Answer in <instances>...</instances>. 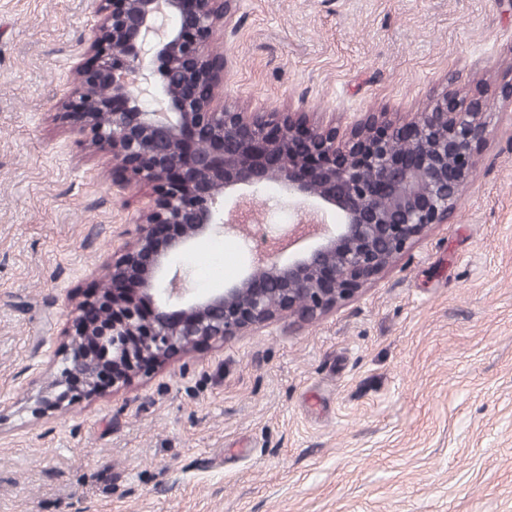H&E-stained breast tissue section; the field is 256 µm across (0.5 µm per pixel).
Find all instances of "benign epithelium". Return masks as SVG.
Instances as JSON below:
<instances>
[{
	"instance_id": "1",
	"label": "benign epithelium",
	"mask_w": 512,
	"mask_h": 512,
	"mask_svg": "<svg viewBox=\"0 0 512 512\" xmlns=\"http://www.w3.org/2000/svg\"><path fill=\"white\" fill-rule=\"evenodd\" d=\"M100 2L65 114L112 152L119 174L152 185L156 196L106 269L105 286L76 305L61 378L41 408L119 392L176 356L285 313L315 321L426 228L448 223L486 135L478 101L445 95L414 120L372 115L345 137L300 112H234L216 95L224 59L206 52L215 28L231 24L233 0ZM270 187L288 198L292 232L310 227L305 205L333 210L338 224L313 249L287 263L267 255L222 289L176 287L173 262L231 228L227 192Z\"/></svg>"
}]
</instances>
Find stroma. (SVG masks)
I'll use <instances>...</instances> for the list:
<instances>
[{
    "instance_id": "1",
    "label": "stroma",
    "mask_w": 512,
    "mask_h": 512,
    "mask_svg": "<svg viewBox=\"0 0 512 512\" xmlns=\"http://www.w3.org/2000/svg\"><path fill=\"white\" fill-rule=\"evenodd\" d=\"M98 8L0 0V512H512V0H235V31L208 45L231 109L345 134L479 99L462 200L321 319L38 416L74 305L153 198L61 112ZM238 203L251 225L185 258L194 292L291 222L276 193Z\"/></svg>"
}]
</instances>
